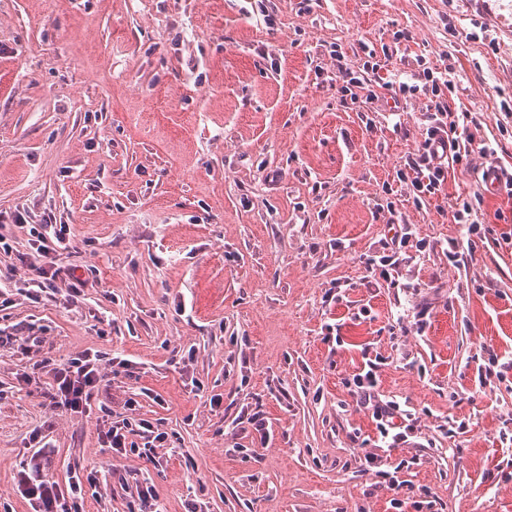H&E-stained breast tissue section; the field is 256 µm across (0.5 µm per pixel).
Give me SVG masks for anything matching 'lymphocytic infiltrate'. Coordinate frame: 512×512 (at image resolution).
I'll return each mask as SVG.
<instances>
[{"label": "lymphocytic infiltrate", "mask_w": 512, "mask_h": 512, "mask_svg": "<svg viewBox=\"0 0 512 512\" xmlns=\"http://www.w3.org/2000/svg\"><path fill=\"white\" fill-rule=\"evenodd\" d=\"M490 154L489 145H476L472 134L459 130L454 112L447 101L435 102L428 115V125L423 141L406 159L397 176L409 180L415 203L444 195L447 189L448 169L469 159L473 149ZM26 229V250L14 247L5 235L6 226ZM72 247L71 227L58 222L54 213L40 215L39 219L27 221L23 214H14L11 220L0 219V252L13 256L20 264L29 266L35 276L24 287L19 296L34 303H54L69 308L76 303L83 289L94 287L90 274H77L75 269L64 265L63 260ZM110 364L113 375L130 373L129 360L119 357L103 360L100 352L84 350L63 362L51 359L40 361L52 383L49 396L52 402L75 414L84 413L93 390L101 380L103 364ZM379 361H367L365 369L353 378L352 393L357 405L371 409L378 431L385 440L398 445L407 442L414 430V414L401 408L394 400L384 398L379 385ZM133 398H125L122 412L113 413L98 434L100 442L109 448L113 458L137 456L153 465H161L158 450L168 439L157 423L132 415ZM56 449L52 443L42 442L27 468L17 476V489L28 498L34 512H80L86 484L96 481L95 471H70L66 483H59L48 472V465Z\"/></svg>", "instance_id": "lymphocytic-infiltrate-1"}]
</instances>
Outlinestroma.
Returning a JSON list of instances; mask_svg holds the SVG:
<instances>
[{
  "label": "stroma",
  "instance_id": "1",
  "mask_svg": "<svg viewBox=\"0 0 512 512\" xmlns=\"http://www.w3.org/2000/svg\"><path fill=\"white\" fill-rule=\"evenodd\" d=\"M364 43L381 64L371 112L365 90L343 102L336 66ZM427 67L512 173V0H0V210L70 220L69 263L96 270L66 311L15 299L32 272L0 254V329L42 339L0 354V512H32L16 477L42 429L55 479L94 469L108 486L83 512H129L124 469L167 512H394L348 387L375 355L382 393L418 417L389 459L410 500L512 512V194L487 192L478 152L447 196L418 205L398 180L431 104L399 87ZM452 196L485 230L454 223ZM398 224L418 242L374 276ZM88 348L134 364L103 367L91 413L22 379ZM493 358L503 377L479 382ZM128 396L169 434L161 467L100 444V406ZM246 405L267 445L234 431Z\"/></svg>",
  "mask_w": 512,
  "mask_h": 512
}]
</instances>
